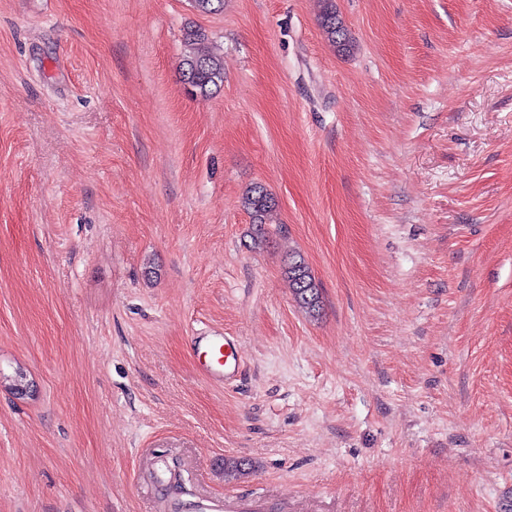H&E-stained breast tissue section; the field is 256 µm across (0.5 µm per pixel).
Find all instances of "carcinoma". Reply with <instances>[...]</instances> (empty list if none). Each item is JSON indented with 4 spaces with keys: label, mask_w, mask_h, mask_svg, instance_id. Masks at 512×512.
<instances>
[{
    "label": "carcinoma",
    "mask_w": 512,
    "mask_h": 512,
    "mask_svg": "<svg viewBox=\"0 0 512 512\" xmlns=\"http://www.w3.org/2000/svg\"><path fill=\"white\" fill-rule=\"evenodd\" d=\"M321 27L327 39L336 47L346 49L350 34L342 18L337 14L333 0H324ZM185 52L181 63V78L190 87L189 93L207 98L224 83V66L220 52L209 42L208 36L199 29H188L184 34ZM251 223L256 229V238L265 237L268 215L274 210L276 201L261 185H254L243 198ZM285 274L289 279L295 299L308 312L314 313L320 306V290L311 268L301 254L290 258ZM224 479L238 478L248 470L245 461L224 460Z\"/></svg>",
    "instance_id": "1"
}]
</instances>
